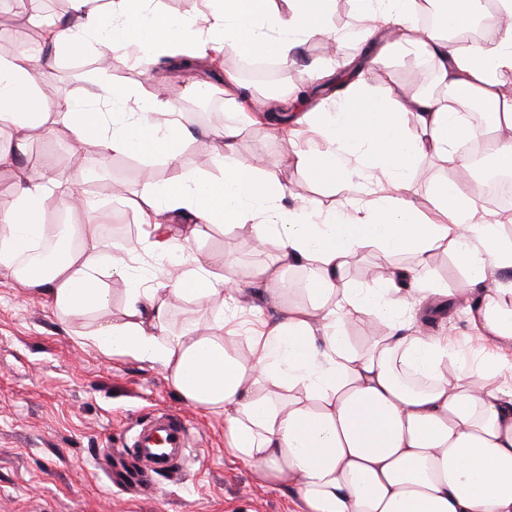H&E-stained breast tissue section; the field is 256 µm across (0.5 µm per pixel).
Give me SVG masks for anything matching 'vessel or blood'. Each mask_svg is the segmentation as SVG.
Instances as JSON below:
<instances>
[{"label":"vessel or blood","mask_w":512,"mask_h":512,"mask_svg":"<svg viewBox=\"0 0 512 512\" xmlns=\"http://www.w3.org/2000/svg\"><path fill=\"white\" fill-rule=\"evenodd\" d=\"M189 428L173 413L155 417L152 425L136 430L127 448L140 463L138 472L116 471L114 479L147 494L153 489L151 473L157 469L172 470L188 446Z\"/></svg>","instance_id":"1"}]
</instances>
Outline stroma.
I'll list each match as a JSON object with an SVG mask.
<instances>
[{
    "instance_id": "1",
    "label": "stroma",
    "mask_w": 512,
    "mask_h": 512,
    "mask_svg": "<svg viewBox=\"0 0 512 512\" xmlns=\"http://www.w3.org/2000/svg\"><path fill=\"white\" fill-rule=\"evenodd\" d=\"M322 46L317 37L300 44L294 65L281 68L273 86L278 98L287 97L312 62L343 72L355 49L349 42L328 56ZM136 55L135 49H126L123 61L107 66L93 43L79 57L57 53L54 83L75 98L107 85L125 89L134 99L178 83L184 92L179 110L195 134L183 153L186 169L215 172L210 126L237 111L238 159L245 162L262 153L296 200L331 208L361 195L358 186L344 192L315 185L301 167L289 163V156L312 143L311 132L291 137L244 115L261 87L240 81L236 102L225 100L219 89L225 72H238L239 56H227L225 70L212 73L204 66L183 70L171 61L144 70L136 65ZM204 88L214 90L216 111L190 114ZM165 169L159 159L112 156V176L137 194L159 183ZM98 202L105 223L112 226L113 243L134 244L140 235L134 211L110 196ZM197 246L233 260L246 280L256 266L275 258L274 249L257 252L242 229L206 228ZM81 329V320L58 315L44 297L0 279V512H300L292 493L267 488L257 468L226 451L223 411L182 399L158 365L115 358L80 343ZM160 412L184 417L192 440L177 465L178 475L155 474L157 492L147 497L113 483V468L135 462L133 456L119 459L113 452L129 443L138 424Z\"/></svg>"
}]
</instances>
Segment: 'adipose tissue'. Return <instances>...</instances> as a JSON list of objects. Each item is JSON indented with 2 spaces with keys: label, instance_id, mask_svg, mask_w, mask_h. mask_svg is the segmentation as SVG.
<instances>
[{
  "label": "adipose tissue",
  "instance_id": "obj_1",
  "mask_svg": "<svg viewBox=\"0 0 512 512\" xmlns=\"http://www.w3.org/2000/svg\"><path fill=\"white\" fill-rule=\"evenodd\" d=\"M194 16L151 8L150 0H71L72 14L51 25L48 41L81 55L135 47L141 67L160 58L233 53L291 61L297 43L342 42L335 0H202ZM362 21L357 52L343 76L312 65L308 81L343 83L340 100L304 112L320 142L297 153L315 183L365 185L363 197L321 210L289 193L263 154L234 158L240 128L212 130L218 171L184 168L191 138L176 102L129 100L104 87L77 101L42 93L54 61L36 50L0 58V170L15 190L0 209V277L47 297L65 317L95 315L84 343L109 354L157 364L189 403L224 412L228 451L259 469L265 484L294 492L302 512H512V214L489 212L472 188L467 147L490 140L498 164L512 169V0H497L480 39L458 45L443 30L482 13V0H430L433 25L420 21L421 0H349ZM412 57L435 80L401 92L369 81V62ZM488 109L490 125L464 108ZM70 137L71 152L92 141L101 160L113 154L162 159L171 175L144 194L118 200L139 214L135 245L114 246L98 211L63 168L18 163L34 132ZM432 158L441 175L420 182ZM61 199L80 223L59 234L46 202ZM247 228L251 240L279 253L242 281L233 265L211 270L198 251L203 225ZM60 241L47 266L21 268L38 243ZM155 258L152 272L140 252ZM450 252L460 273L450 288L433 273L432 256ZM377 258L369 281L347 275L356 256ZM128 288L112 310L108 284ZM281 306L274 322L242 333L228 316L242 310L250 285ZM296 305L283 306L289 295ZM205 307L208 331L171 329L168 299ZM457 309L478 345L462 354L446 335L426 330L434 315ZM372 334L355 344L345 327Z\"/></svg>",
  "mask_w": 512,
  "mask_h": 512
}]
</instances>
